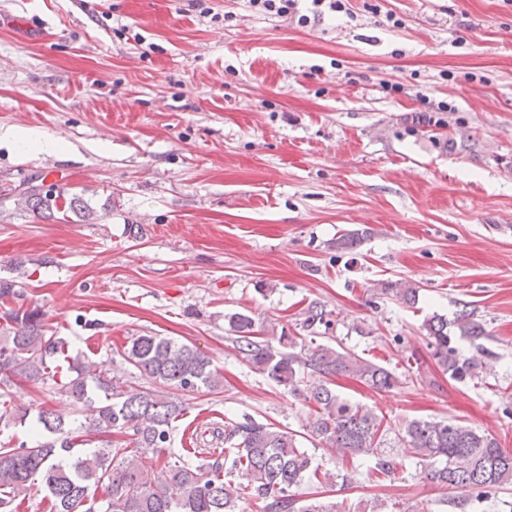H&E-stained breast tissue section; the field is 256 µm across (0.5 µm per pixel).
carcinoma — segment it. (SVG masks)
I'll return each mask as SVG.
<instances>
[{"instance_id":"obj_1","label":"carcinoma","mask_w":512,"mask_h":512,"mask_svg":"<svg viewBox=\"0 0 512 512\" xmlns=\"http://www.w3.org/2000/svg\"><path fill=\"white\" fill-rule=\"evenodd\" d=\"M26 209L50 218L60 209L59 196L32 185L18 194ZM67 208L83 221L98 217L84 200L74 196ZM304 326H330L318 302L306 309ZM44 313L34 307L16 313L0 329V397L17 379L44 381L68 363L76 376L60 383L58 392L75 407L92 409L86 424L42 409L38 412L36 440L17 446H0V512H15L17 497L27 494L40 480L53 499V512H236L242 500H257L264 512H342L338 503L319 496L297 497L293 488L305 478H318L312 457L300 446L297 434L257 422L249 415L224 426L228 448L202 458L178 457L161 473L146 465L160 455L170 440L172 423L184 411L181 394L222 386V378L196 346L169 337L141 335L131 339L122 360L140 374L164 386L141 390L123 378L97 369L89 360L67 354L62 338L45 336ZM228 331L238 351L252 368L276 384L301 395L313 407L308 431L342 458L374 459L372 472L390 475L392 461L382 454L383 421L370 409L353 404L330 387L331 377L348 376L378 392H389L398 378L387 368L341 347L318 344L296 350V341L283 332L274 340H261L255 320L243 313L227 317ZM423 328L432 357L454 380L473 376L485 353L488 333L473 312L461 310L451 319L433 316ZM467 341L474 353L463 358L459 342ZM55 366H50V363ZM323 377L304 382L305 370ZM130 437L122 448L112 434ZM400 440L427 471V478L448 493V506L466 512L471 500L462 490L488 498L512 483V451L475 428L448 421L407 422ZM89 449L76 450L77 442ZM105 495L99 499L94 490Z\"/></svg>"}]
</instances>
